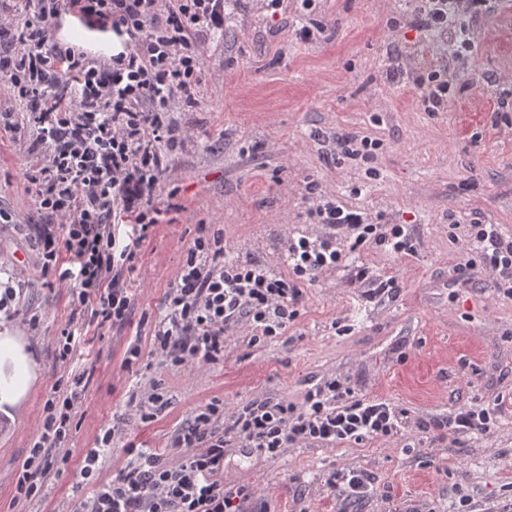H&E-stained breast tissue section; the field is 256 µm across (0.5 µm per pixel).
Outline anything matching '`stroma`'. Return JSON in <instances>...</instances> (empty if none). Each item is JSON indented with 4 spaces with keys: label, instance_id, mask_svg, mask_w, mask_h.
Instances as JSON below:
<instances>
[{
    "label": "stroma",
    "instance_id": "stroma-1",
    "mask_svg": "<svg viewBox=\"0 0 512 512\" xmlns=\"http://www.w3.org/2000/svg\"><path fill=\"white\" fill-rule=\"evenodd\" d=\"M411 0H314L277 13L256 0H234L224 36L206 60L197 104L175 110L198 138L169 155L163 193L176 210L157 227L140 255L146 288L138 312L156 317L189 243L209 225L240 261L285 268L288 238L309 222L308 182L349 203L367 206L382 223L405 224L414 254L397 257L370 247L358 259L373 277H396L399 290L366 300L348 269L306 286L300 315L285 335L253 340L229 333L224 359L189 370L150 365L137 375L121 366L135 336L149 326L105 330L82 361L93 372L81 427L69 443L68 470L49 482L51 512L76 498L82 459L101 429L117 427L116 448L103 465L109 479L134 441L168 448L176 428L212 398L225 406L256 395L301 401L327 379L348 380L361 392L408 413L401 434L353 448H286L274 459L236 450L224 482L253 487L268 512H451L459 500L471 512H512V412L489 437L452 444L419 433L416 425L453 407L512 397V299L484 281L458 276L473 254L465 221L480 217L512 231V0H487L470 24L475 48L452 59L454 31L418 32ZM319 21L321 38L296 39V26ZM409 65L415 75L446 72L454 94L443 112L424 111L416 85H392L387 67ZM493 73L497 82H484ZM22 127L0 133V282L22 288L21 312L0 316V512L10 506L18 470L36 434L44 401L64 368L54 339L69 314L70 294L51 288L29 225L46 223L23 172L45 150L25 108L0 90V113ZM320 130L356 131L380 140L368 176L365 166L335 158ZM461 225L449 227V215ZM170 399L148 422L136 412L151 385ZM363 468L377 493L357 503L329 495L325 480L343 468Z\"/></svg>",
    "mask_w": 512,
    "mask_h": 512
}]
</instances>
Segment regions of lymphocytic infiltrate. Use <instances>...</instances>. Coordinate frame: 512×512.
Returning <instances> with one entry per match:
<instances>
[{
  "instance_id": "lymphocytic-infiltrate-1",
  "label": "lymphocytic infiltrate",
  "mask_w": 512,
  "mask_h": 512,
  "mask_svg": "<svg viewBox=\"0 0 512 512\" xmlns=\"http://www.w3.org/2000/svg\"><path fill=\"white\" fill-rule=\"evenodd\" d=\"M226 4L25 0V21L0 15V83L27 103L46 153L44 163L23 173L37 209L52 218L33 225L34 244L50 287L71 294V312L56 339L60 361L88 345L90 334L132 322L141 295V248L169 212L158 201L166 158L194 138L170 113L196 103L210 40L224 30ZM468 6L469 0H426L411 23L421 31L443 30ZM73 14L123 36L111 66H92L85 53L55 37L61 18ZM307 199L313 223L285 246L287 277L228 258L223 232L200 230L167 290V314L154 322L148 341L128 344L123 370L139 372L147 354L164 366L217 362L225 335L240 328L255 338L284 335L299 315L304 283L348 265L359 287L369 271L350 260L370 245L397 256L415 251L405 225L376 223L366 209L314 187ZM467 244L480 262L465 263L460 275L487 277L497 294L512 299V234L475 219ZM91 382L89 370L75 369L52 385L13 504L44 501L49 479L67 468ZM504 412L502 399L476 402L418 429L454 442L489 436ZM406 418L391 402L361 395L336 378L311 387L299 403L256 397L228 410L214 398L177 429L178 459L130 441L125 463L108 481L100 477L99 461L109 455L115 431H100L80 471L85 492L57 512H245L251 491L224 482V460L234 449L273 457L288 447H352L394 437ZM326 484L340 501L361 502L376 493L373 476L360 468L333 472Z\"/></svg>"
}]
</instances>
